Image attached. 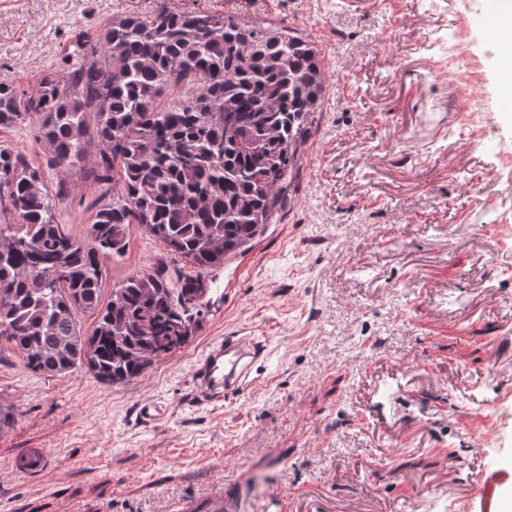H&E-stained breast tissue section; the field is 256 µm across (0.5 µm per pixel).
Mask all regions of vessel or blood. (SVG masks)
I'll list each match as a JSON object with an SVG mask.
<instances>
[{
	"label": "vessel or blood",
	"instance_id": "b4317fda",
	"mask_svg": "<svg viewBox=\"0 0 512 512\" xmlns=\"http://www.w3.org/2000/svg\"><path fill=\"white\" fill-rule=\"evenodd\" d=\"M263 353V347L246 336H227L213 343L194 370L198 399L215 403L238 392ZM510 481L512 472L506 470H495L485 476L482 500L486 512H491L498 488ZM235 502V497L221 491L183 501L178 512H234Z\"/></svg>",
	"mask_w": 512,
	"mask_h": 512
}]
</instances>
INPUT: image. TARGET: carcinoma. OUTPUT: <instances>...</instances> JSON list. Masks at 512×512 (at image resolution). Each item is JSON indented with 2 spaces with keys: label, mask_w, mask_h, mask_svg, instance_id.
<instances>
[{
  "label": "carcinoma",
  "mask_w": 512,
  "mask_h": 512,
  "mask_svg": "<svg viewBox=\"0 0 512 512\" xmlns=\"http://www.w3.org/2000/svg\"><path fill=\"white\" fill-rule=\"evenodd\" d=\"M326 82L308 37L163 7L113 19L64 75L0 85V126L37 123L51 166L112 189L83 241L58 223L35 159L0 145V338L35 373L85 367L108 384L188 344L204 315L201 271L243 250L280 208ZM185 86L189 96L160 106ZM132 224L191 272L176 288L159 270L133 274L103 304L105 262ZM79 312L95 315L91 333Z\"/></svg>",
  "instance_id": "carcinoma-1"
}]
</instances>
